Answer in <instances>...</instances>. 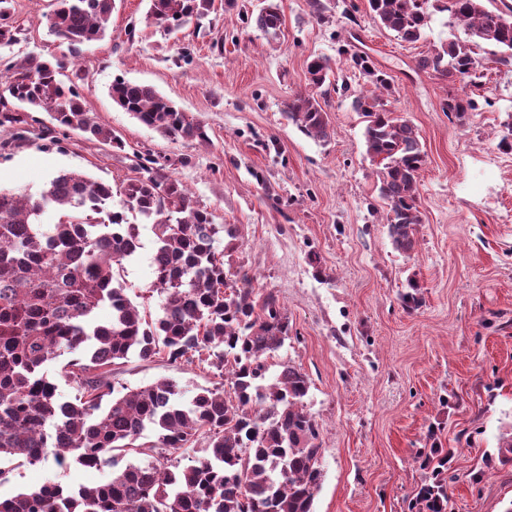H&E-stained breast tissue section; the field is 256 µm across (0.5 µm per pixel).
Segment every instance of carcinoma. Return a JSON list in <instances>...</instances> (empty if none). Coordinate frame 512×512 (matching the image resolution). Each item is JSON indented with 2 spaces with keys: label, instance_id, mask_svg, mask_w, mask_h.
<instances>
[{
  "label": "carcinoma",
  "instance_id": "1",
  "mask_svg": "<svg viewBox=\"0 0 512 512\" xmlns=\"http://www.w3.org/2000/svg\"><path fill=\"white\" fill-rule=\"evenodd\" d=\"M11 0H0V43L17 41ZM114 0H54L49 32L74 50L105 37ZM370 12L403 41L424 37L432 10L465 23L473 44L500 50L512 63V5L489 10L484 0H368ZM214 0H150L146 24L165 32L211 12ZM258 29L275 34L278 0H264ZM378 93L352 96L364 118L367 154L377 164L379 197L386 205L387 233L402 253L415 249L422 222L418 180L425 152L416 127L387 109L391 81L364 51L341 49ZM482 64L472 44L450 41L421 56L418 68L478 89ZM65 64L31 55L8 67L0 80V126L25 119L7 106L10 97L50 114L63 132L79 131L114 148L112 130L88 112L75 84L62 79ZM309 83L323 87L334 71L315 57ZM112 101L166 136L209 141L206 125L150 85L116 79ZM477 109L475 92L448 95L446 110L462 122ZM286 116L307 136L332 135L327 112L310 94L298 93ZM112 209V185L79 170L58 173L39 193L0 189V460L37 465L49 458L91 468L112 462L109 481L77 489L44 484L0 498V512H313L322 469L316 420L308 408L310 381L301 368L269 359L284 346L290 325L277 295H260L241 266L224 260L221 239L235 238L229 224L213 223L194 205L166 165L148 158L120 188ZM59 214L51 228L44 209ZM133 213L155 235L151 289L163 295L155 319L125 293L124 262L140 248ZM107 305L112 319L96 312ZM75 359L61 376L77 386L62 402L46 366L63 354ZM197 358L227 375L230 394L200 388L187 404L173 379L125 388L112 398V366L131 355L150 360ZM157 444L135 442L148 429ZM139 459L117 467V457ZM187 464H182L183 460ZM436 512L448 506V473L437 470L427 488Z\"/></svg>",
  "mask_w": 512,
  "mask_h": 512
}]
</instances>
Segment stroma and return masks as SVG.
I'll return each mask as SVG.
<instances>
[{"label":"stroma","mask_w":512,"mask_h":512,"mask_svg":"<svg viewBox=\"0 0 512 512\" xmlns=\"http://www.w3.org/2000/svg\"><path fill=\"white\" fill-rule=\"evenodd\" d=\"M280 0L277 35L253 18L262 0H215L202 22L167 34L146 25L149 0H115L109 35L77 51L48 33L52 0H12L16 43L0 45V70L29 54L61 59L86 110L123 143L116 149L68 133L53 144L47 112L29 110L24 136L0 126V188L39 191L57 173L80 170L120 189L135 157L165 161L195 205L231 224L230 253L256 291L274 292L291 330L277 352L311 383L309 408L322 448L323 481L314 512H408L426 473L422 449L450 448L447 512H504L512 505V461L498 439L512 431V153L499 150L512 113V65L477 47L484 65L477 111L465 123L443 104L453 85L416 69L442 42L469 41L464 22L433 13L424 37L398 39L370 13L367 0ZM393 79L389 109L418 130L426 154L418 182L422 222L417 245L396 251L366 152L365 124L349 94L310 90L306 65L338 61L351 36ZM152 85L204 122L208 143L185 142L141 124L115 105L113 80ZM313 91L327 112L329 140L306 137L285 105ZM154 234L126 264L127 296L151 316ZM422 304L406 308L409 278ZM178 380L184 400L222 383L198 362L130 357L112 372L115 388ZM111 465L64 467L0 463V497L45 483L107 482Z\"/></svg>","instance_id":"35a3bbf8"}]
</instances>
